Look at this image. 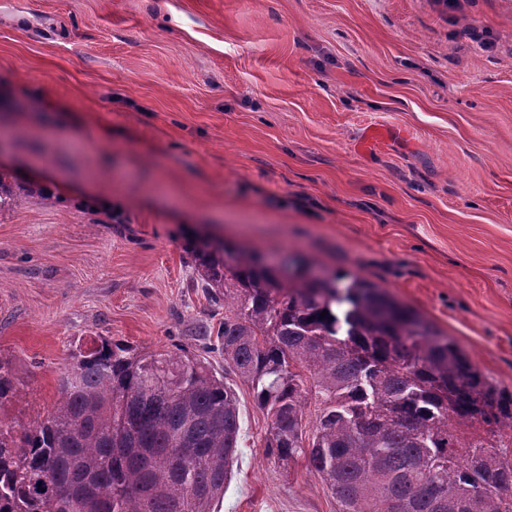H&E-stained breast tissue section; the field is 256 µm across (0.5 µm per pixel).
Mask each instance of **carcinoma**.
<instances>
[{
	"instance_id": "carcinoma-1",
	"label": "carcinoma",
	"mask_w": 512,
	"mask_h": 512,
	"mask_svg": "<svg viewBox=\"0 0 512 512\" xmlns=\"http://www.w3.org/2000/svg\"><path fill=\"white\" fill-rule=\"evenodd\" d=\"M28 196L0 171V208ZM187 253L224 303V374L185 349L79 352V384L60 382L50 413L0 426V512H216L241 440L230 374L268 418L264 447L283 464L303 458L339 512H512V463L448 428L512 427V401L454 340L367 280L289 275L242 246ZM15 395L0 360V401Z\"/></svg>"
}]
</instances>
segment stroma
<instances>
[{"label": "stroma", "instance_id": "1", "mask_svg": "<svg viewBox=\"0 0 512 512\" xmlns=\"http://www.w3.org/2000/svg\"><path fill=\"white\" fill-rule=\"evenodd\" d=\"M0 167L33 191L0 209V424L45 417L77 349L218 328L195 237L379 284L512 398V0H0ZM234 387L219 512H338ZM392 135H395L396 138H404L406 134L405 131L401 129L393 130V132L390 133L386 129L369 128L364 133L360 146L367 151L376 147H382L390 140Z\"/></svg>", "mask_w": 512, "mask_h": 512}]
</instances>
